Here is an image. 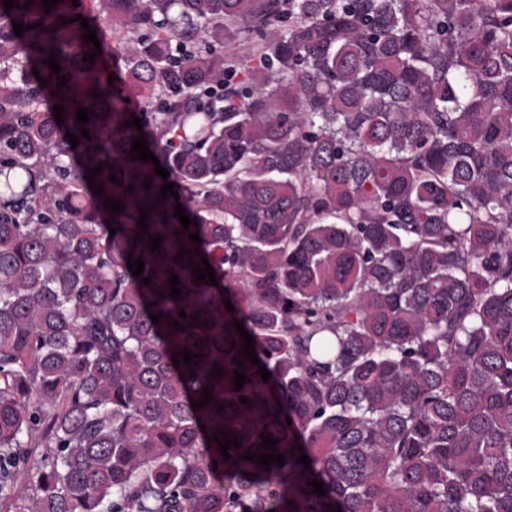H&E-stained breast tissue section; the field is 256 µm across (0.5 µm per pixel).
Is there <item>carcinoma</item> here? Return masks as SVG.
<instances>
[{
  "instance_id": "carcinoma-1",
  "label": "carcinoma",
  "mask_w": 512,
  "mask_h": 512,
  "mask_svg": "<svg viewBox=\"0 0 512 512\" xmlns=\"http://www.w3.org/2000/svg\"><path fill=\"white\" fill-rule=\"evenodd\" d=\"M15 3L0 0V512H512V0ZM78 14L112 68L83 61L97 48ZM236 34L259 40L244 90L224 81ZM140 135L167 179L128 157ZM167 182L180 199H159ZM182 246L201 255L176 262ZM204 258L216 286L194 282ZM185 349L199 364L173 365ZM220 430L241 444L229 460ZM263 434L282 466L242 459Z\"/></svg>"
}]
</instances>
